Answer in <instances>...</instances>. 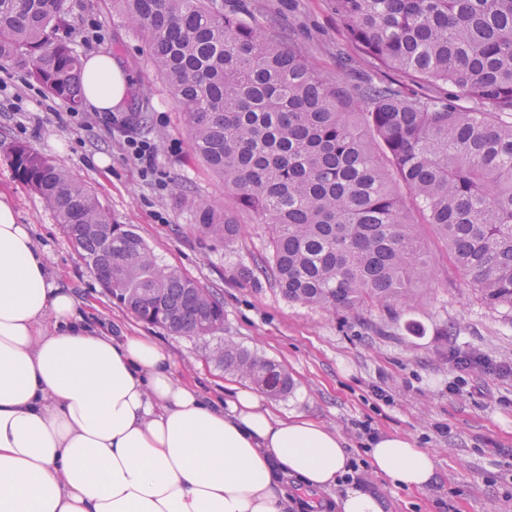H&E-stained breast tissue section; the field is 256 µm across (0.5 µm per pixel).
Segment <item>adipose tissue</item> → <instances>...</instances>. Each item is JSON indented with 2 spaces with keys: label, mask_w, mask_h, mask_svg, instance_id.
Instances as JSON below:
<instances>
[{
  "label": "adipose tissue",
  "mask_w": 512,
  "mask_h": 512,
  "mask_svg": "<svg viewBox=\"0 0 512 512\" xmlns=\"http://www.w3.org/2000/svg\"><path fill=\"white\" fill-rule=\"evenodd\" d=\"M128 84L111 55L84 65L97 111L122 107ZM369 456L406 489L435 477L406 437H376ZM349 461L336 429L251 389L209 397L150 337L90 325L0 198V512H287L283 477L327 489Z\"/></svg>",
  "instance_id": "1"
}]
</instances>
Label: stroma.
I'll return each mask as SVG.
<instances>
[{"mask_svg": "<svg viewBox=\"0 0 512 512\" xmlns=\"http://www.w3.org/2000/svg\"><path fill=\"white\" fill-rule=\"evenodd\" d=\"M225 9L249 10L270 26L281 43L303 48L323 73L347 80L341 58L354 55L332 0H222ZM71 38L81 59L109 54L130 78L121 109L138 134L159 148L162 180L144 178L121 139L98 113L48 97L22 70L0 69V195L18 221L33 227L50 271L74 288L92 324L148 336L172 357L177 376L206 394L248 379L224 370L214 348L230 340L284 367L291 391L268 398L277 413H303L335 428L351 446L352 461L366 456L362 424L379 434H400L432 454L433 483L421 491L392 484L364 467V487L381 497L386 512H512V377L458 373L454 352L474 351L512 361V308L488 306L468 288L448 260L443 239L430 226L422 242L435 279L410 306L390 311L381 304L356 314H331L288 301L267 279L247 280L244 269L270 254L266 225L241 210L238 240L231 245L199 234L191 200L235 205L224 187L189 146L182 112L150 65L141 41L112 0H74ZM102 28L100 42L85 45L90 22ZM30 86L28 97L10 90ZM22 144L90 186L113 223L134 229L161 264L179 268L224 303V325L206 337L179 336L138 321L100 285L56 222L40 194L18 176L10 156ZM463 378L459 391L450 383ZM386 399H378L375 388Z\"/></svg>", "mask_w": 512, "mask_h": 512, "instance_id": "35a3bbf8", "label": "stroma"}]
</instances>
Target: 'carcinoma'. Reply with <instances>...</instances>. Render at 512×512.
<instances>
[{
  "mask_svg": "<svg viewBox=\"0 0 512 512\" xmlns=\"http://www.w3.org/2000/svg\"><path fill=\"white\" fill-rule=\"evenodd\" d=\"M113 2L183 112L192 152L268 226L270 258L253 276L333 314L410 305L433 264L408 196L484 301L512 307V0H333L360 59L381 73L353 66L349 86L219 0ZM69 12L67 0H0V67L76 107L84 76ZM11 156L137 319L182 336L221 327L223 301L159 264L86 184L24 145ZM191 207L201 234L239 236L232 210ZM215 357L273 397L292 387L280 365L231 341Z\"/></svg>",
  "mask_w": 512,
  "mask_h": 512,
  "instance_id": "1",
  "label": "carcinoma"
}]
</instances>
